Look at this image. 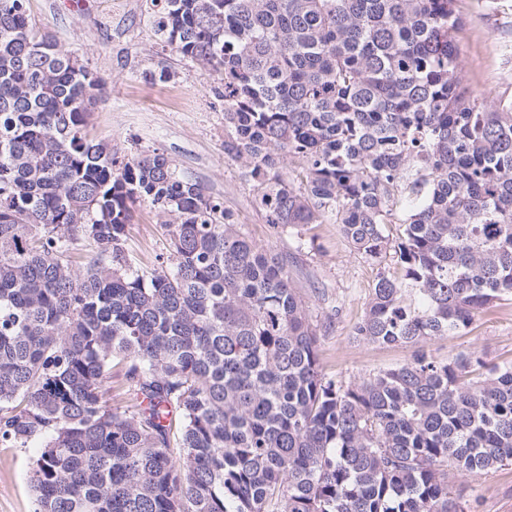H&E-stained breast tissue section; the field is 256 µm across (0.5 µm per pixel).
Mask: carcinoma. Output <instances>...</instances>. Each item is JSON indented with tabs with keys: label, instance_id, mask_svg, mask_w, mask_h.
<instances>
[{
	"label": "carcinoma",
	"instance_id": "carcinoma-1",
	"mask_svg": "<svg viewBox=\"0 0 512 512\" xmlns=\"http://www.w3.org/2000/svg\"><path fill=\"white\" fill-rule=\"evenodd\" d=\"M461 25L456 0H164L155 20L216 76L266 223L391 257L366 343L460 334L512 298V102L463 86ZM104 88L0 0V447L38 449L35 512H465L448 470L512 461V360L418 349L326 377L285 259L164 154L89 138ZM141 202L169 216L150 270L125 248Z\"/></svg>",
	"mask_w": 512,
	"mask_h": 512
}]
</instances>
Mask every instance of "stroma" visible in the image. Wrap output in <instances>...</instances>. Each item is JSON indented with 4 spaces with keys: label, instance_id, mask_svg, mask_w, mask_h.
<instances>
[{
    "label": "stroma",
    "instance_id": "obj_1",
    "mask_svg": "<svg viewBox=\"0 0 512 512\" xmlns=\"http://www.w3.org/2000/svg\"><path fill=\"white\" fill-rule=\"evenodd\" d=\"M39 31L101 76L106 94L89 117L88 131L127 158L161 150L179 175L200 184L255 242L270 247L288 269L320 325L323 372L346 383L403 363L411 348L369 344L356 338L381 264L353 251L337 225L311 224L301 235L274 231L256 202L245 167L224 153V102L217 82L200 64L164 47L156 33L152 0H24ZM463 25L464 85L479 98L512 100V0H457ZM166 218L150 204L137 205L126 249L141 268L167 254ZM442 359L474 352L490 363L512 359V300L481 313L470 330L428 344ZM35 449L0 447V512H35L27 482ZM463 487L466 512H512V463L488 472L451 473Z\"/></svg>",
    "mask_w": 512,
    "mask_h": 512
}]
</instances>
